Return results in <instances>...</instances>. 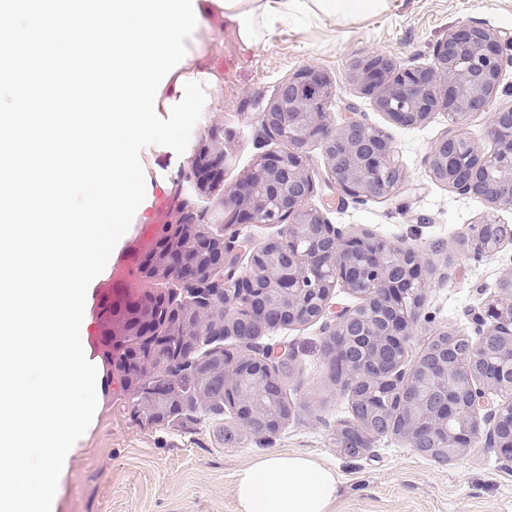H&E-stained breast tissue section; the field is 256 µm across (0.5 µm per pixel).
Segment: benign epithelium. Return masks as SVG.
Returning <instances> with one entry per match:
<instances>
[{
  "mask_svg": "<svg viewBox=\"0 0 512 512\" xmlns=\"http://www.w3.org/2000/svg\"><path fill=\"white\" fill-rule=\"evenodd\" d=\"M506 40L482 24L463 22L450 31L428 66L403 67L392 74L393 61L380 54L364 58L357 68L360 91L372 97L375 107L394 123L415 126L432 113H448L450 127L431 148L426 165L431 177L448 188L483 200L493 210L512 209V107L494 102L503 72ZM336 84L319 66L308 64L282 81L257 113L263 131L276 137L278 151L261 155L252 169L224 198V223L279 224L288 249L272 238L250 252L251 272L237 275L224 288H213L208 301L224 295V333H233L239 349L224 357V374L272 367L291 360L284 348L266 347L254 355L255 341L281 327L317 321L329 309L332 289L322 279L332 275L350 292L361 284L367 293L358 303L334 312L328 335L335 337L327 353L329 364L355 350L359 358L340 361V378L346 383L368 380L367 364H377L389 382L405 385L416 373L415 364L398 359L408 348L424 301L428 268L424 254L414 246L390 241L370 232L346 235L330 224L323 213L308 204L315 188V174L308 148L321 147L325 165L341 197L365 201L390 195L388 170L400 168L395 150L381 130L348 114L340 125L331 119L329 103ZM486 114L489 151L470 140L463 126L474 114ZM512 240L507 224L483 221L471 241L475 251L489 253ZM221 270L237 269L244 250L235 231L220 240ZM502 294L468 313L476 333L463 353L464 361L448 364L438 359L426 378L437 392L433 406L403 410L399 437L418 454L455 459L484 439L495 448L512 471V404L500 401V388L512 386V353L488 357L483 338L492 334L512 344V270L503 273ZM272 304L282 316L266 320ZM481 363L496 372L498 381L472 380L471 364ZM469 381L467 402L459 406L450 387ZM258 382L239 387V402L247 415L239 420L246 430L277 434L284 425L280 414L269 415L255 401Z\"/></svg>",
  "mask_w": 512,
  "mask_h": 512,
  "instance_id": "1",
  "label": "benign epithelium"
}]
</instances>
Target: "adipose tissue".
Masks as SVG:
<instances>
[{"instance_id":"1","label":"adipose tissue","mask_w":512,"mask_h":512,"mask_svg":"<svg viewBox=\"0 0 512 512\" xmlns=\"http://www.w3.org/2000/svg\"><path fill=\"white\" fill-rule=\"evenodd\" d=\"M393 0H196L200 28L213 13L229 22L242 46H263L270 34L303 16L346 24L387 11ZM339 476L300 453L273 452L242 469L234 483L238 512H334Z\"/></svg>"}]
</instances>
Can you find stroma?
Returning a JSON list of instances; mask_svg holds the SVG:
<instances>
[{
  "instance_id": "35a3bbf8",
  "label": "stroma",
  "mask_w": 512,
  "mask_h": 512,
  "mask_svg": "<svg viewBox=\"0 0 512 512\" xmlns=\"http://www.w3.org/2000/svg\"><path fill=\"white\" fill-rule=\"evenodd\" d=\"M475 21L512 37V0H394L386 12L345 25L291 22L273 33L264 48L243 47L230 24L213 16L202 39L207 63L219 75L218 89L194 127L186 151L174 156L167 173L149 171L155 201L133 218L98 281L87 290V345L99 357V312L103 298L124 288L155 289L140 278L136 256L160 225L181 223L186 211L204 217L207 231L221 232L224 196L279 142L262 131L253 115L276 86L306 64L322 67L336 82L330 107L335 121L347 109L389 137L404 182L394 195L356 202L340 198L320 147H310L316 173L311 205L344 233L368 231L420 248L428 263L426 291L408 351L447 330L463 336L474 329L466 317L498 294L512 268V242L493 254L468 243L470 227L487 214L512 225V210L489 211L478 198L461 195L431 178L425 158L448 130L437 112L423 124L403 127L379 112L361 93L357 61L373 54L397 67L432 64L437 45L451 28ZM218 143L229 158L214 191L179 182L199 149ZM323 321L291 326L260 337L258 347L290 349L293 358L281 380L291 415L268 439L240 427L232 411L223 422L209 416L175 427H148L130 414L118 380L103 376L101 408L72 457L57 512H237L233 485L245 466L272 452L303 453L340 477L337 512H512V473L494 449L475 444L458 460L438 462L417 454L393 436L375 439L359 456L336 447L337 428L350 420L348 394L323 353Z\"/></svg>"
}]
</instances>
